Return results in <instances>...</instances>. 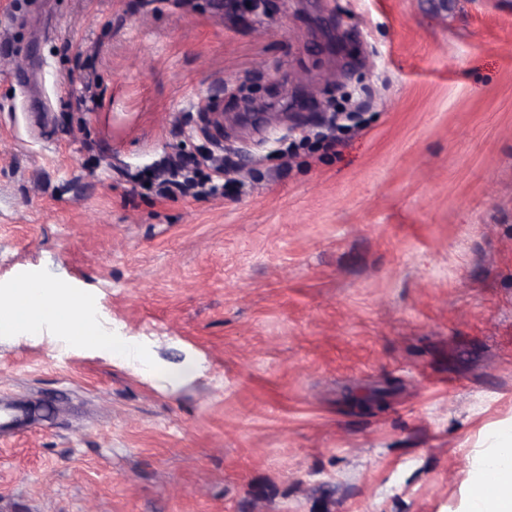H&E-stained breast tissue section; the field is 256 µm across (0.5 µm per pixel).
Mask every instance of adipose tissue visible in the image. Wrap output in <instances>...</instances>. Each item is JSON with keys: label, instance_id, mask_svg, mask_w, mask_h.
I'll return each mask as SVG.
<instances>
[{"label": "adipose tissue", "instance_id": "obj_1", "mask_svg": "<svg viewBox=\"0 0 512 512\" xmlns=\"http://www.w3.org/2000/svg\"><path fill=\"white\" fill-rule=\"evenodd\" d=\"M82 296L48 287L27 278L0 287V329L27 330L52 320L62 335L79 345L101 344L96 322L88 317ZM495 451L482 461L470 484L468 512H512V459L503 450L512 448V427L494 435Z\"/></svg>", "mask_w": 512, "mask_h": 512}]
</instances>
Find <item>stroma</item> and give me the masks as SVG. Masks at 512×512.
I'll return each mask as SVG.
<instances>
[{
    "label": "stroma",
    "mask_w": 512,
    "mask_h": 512,
    "mask_svg": "<svg viewBox=\"0 0 512 512\" xmlns=\"http://www.w3.org/2000/svg\"><path fill=\"white\" fill-rule=\"evenodd\" d=\"M181 150L234 190L139 185ZM23 276L137 355L0 331V512H466L512 424V0H0Z\"/></svg>",
    "instance_id": "1"
}]
</instances>
